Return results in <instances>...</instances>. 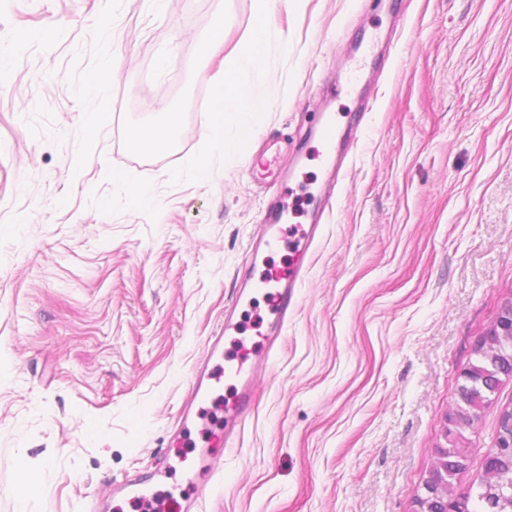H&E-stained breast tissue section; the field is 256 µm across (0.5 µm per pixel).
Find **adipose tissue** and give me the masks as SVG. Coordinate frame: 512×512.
<instances>
[{
	"instance_id": "adipose-tissue-1",
	"label": "adipose tissue",
	"mask_w": 512,
	"mask_h": 512,
	"mask_svg": "<svg viewBox=\"0 0 512 512\" xmlns=\"http://www.w3.org/2000/svg\"><path fill=\"white\" fill-rule=\"evenodd\" d=\"M300 0H253V23L237 52L224 60L214 77V90L205 109L204 134L216 151L224 149V130L236 131L238 142L252 132V119L263 111L264 101L248 90L249 80L262 78L272 46L288 52L287 37L273 39L272 18L280 9L293 10Z\"/></svg>"
}]
</instances>
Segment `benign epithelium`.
Instances as JSON below:
<instances>
[{
    "label": "benign epithelium",
    "instance_id": "7a95c632",
    "mask_svg": "<svg viewBox=\"0 0 512 512\" xmlns=\"http://www.w3.org/2000/svg\"><path fill=\"white\" fill-rule=\"evenodd\" d=\"M474 353L491 362L497 357L504 358L512 365V298L501 305L498 315L482 332ZM484 376V368L472 363L462 370L461 377L469 392L459 403L448 407L443 417V442L434 449V465L421 491L415 495L412 512H448L453 493L448 456L457 454L463 462H468L467 449L472 447V441L464 434V422H474L478 411L488 403V396L482 390Z\"/></svg>",
    "mask_w": 512,
    "mask_h": 512
}]
</instances>
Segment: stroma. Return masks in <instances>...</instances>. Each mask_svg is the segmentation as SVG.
Segmentation results:
<instances>
[{"label":"stroma","mask_w":512,"mask_h":512,"mask_svg":"<svg viewBox=\"0 0 512 512\" xmlns=\"http://www.w3.org/2000/svg\"><path fill=\"white\" fill-rule=\"evenodd\" d=\"M253 0H0V512L24 483L35 512L115 508L113 481L152 473L193 367L236 305L237 365L268 327V285L305 267L298 309L255 378V404L200 512H412L458 373L512 297V0H301L279 11L245 156H214L203 108L227 19L232 54ZM167 59L159 68V59ZM350 82L349 93L324 91ZM105 124L87 132V115ZM328 113L354 142L324 229L308 224ZM176 115L168 151L137 137ZM207 162L197 180L188 168ZM148 185L151 205L128 193ZM286 198L282 241L251 290L237 272ZM512 381L483 410L469 485Z\"/></svg>","instance_id":"1"}]
</instances>
